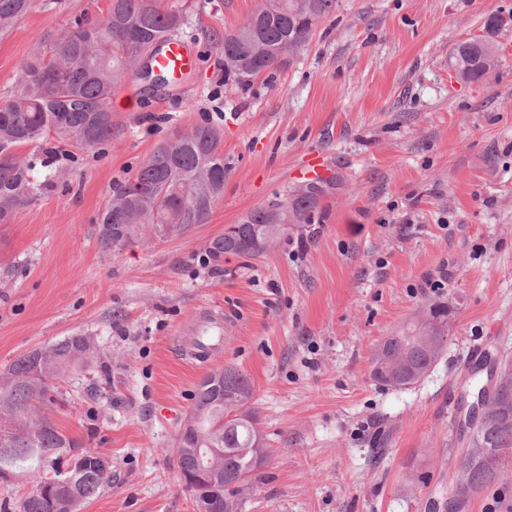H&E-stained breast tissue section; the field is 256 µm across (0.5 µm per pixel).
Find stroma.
<instances>
[{
    "label": "stroma",
    "mask_w": 512,
    "mask_h": 512,
    "mask_svg": "<svg viewBox=\"0 0 512 512\" xmlns=\"http://www.w3.org/2000/svg\"><path fill=\"white\" fill-rule=\"evenodd\" d=\"M257 3L159 0L198 52L182 89L125 79L135 96H114L100 153L18 147L36 189L0 224V373L76 333L97 349V363L56 383L57 426L111 464L80 512H194L173 448L201 379L225 367L249 377L270 448L242 512H445L468 367L479 351L512 357V24L483 79H456L446 60L512 0H336L305 47L241 81L222 43ZM109 7L36 0L0 36V104L21 60ZM204 120L226 168L206 223L102 249L113 182ZM316 155L332 181L310 222L267 256L199 265ZM435 300L455 313L431 373L406 389L376 383L375 348ZM210 312L223 348L191 363Z\"/></svg>",
    "instance_id": "stroma-1"
}]
</instances>
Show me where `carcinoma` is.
<instances>
[{
  "mask_svg": "<svg viewBox=\"0 0 512 512\" xmlns=\"http://www.w3.org/2000/svg\"><path fill=\"white\" fill-rule=\"evenodd\" d=\"M34 7V0H0V34ZM336 10V0H260L254 11L224 35V67L238 78H251L277 67L285 55L305 46L319 23ZM505 20L488 16L482 34L461 41L448 57L456 74L482 79L499 63L496 37ZM180 24L179 13L157 6L156 0H111L101 22L76 21L54 53L34 50L19 68L11 99L0 105V223L31 201L33 161L13 148L74 144L95 152L112 142V95L116 86L138 69L150 71L159 43ZM220 135L207 123L195 125L176 141L157 146L131 177L112 184L98 238L105 250L126 247L147 233H160L205 223L224 192V153ZM324 187L299 185L289 196L250 211L214 240L210 254L259 258L288 234L284 225L309 220ZM448 303L432 302L395 335L386 337L372 357L371 371L400 369L398 388L425 377L438 357L429 338L448 345ZM74 334L16 359L0 374V476L14 466L31 464L34 474L49 473L64 451L78 447L50 415L56 403L55 381L75 366L97 359ZM224 389L202 382L173 452L179 472L200 467L224 471L228 481L248 485L268 456L259 428L253 389L236 368L223 370ZM475 447L512 452V383L502 387L476 432ZM85 468L63 484H52L38 498L23 497L18 512H66V503H86L109 481L97 454L88 453ZM494 483V473L459 455L458 473L450 493L461 504Z\"/></svg>",
  "mask_w": 512,
  "mask_h": 512,
  "instance_id": "cac0c4a2",
  "label": "carcinoma"
}]
</instances>
